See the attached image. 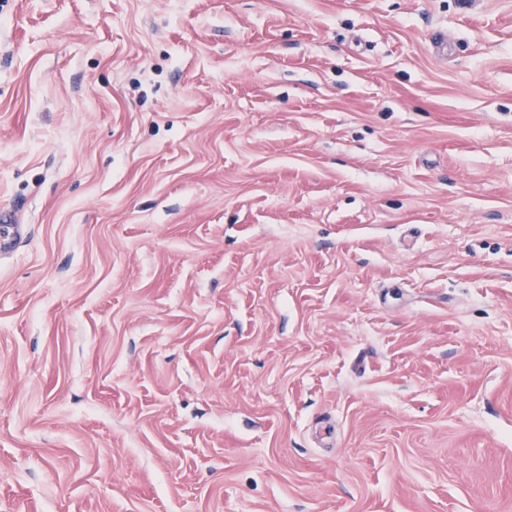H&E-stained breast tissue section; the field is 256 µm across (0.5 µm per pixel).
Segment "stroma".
Here are the masks:
<instances>
[{"label": "stroma", "mask_w": 512, "mask_h": 512, "mask_svg": "<svg viewBox=\"0 0 512 512\" xmlns=\"http://www.w3.org/2000/svg\"><path fill=\"white\" fill-rule=\"evenodd\" d=\"M1 208L0 512H512V0H0Z\"/></svg>", "instance_id": "35a3bbf8"}]
</instances>
